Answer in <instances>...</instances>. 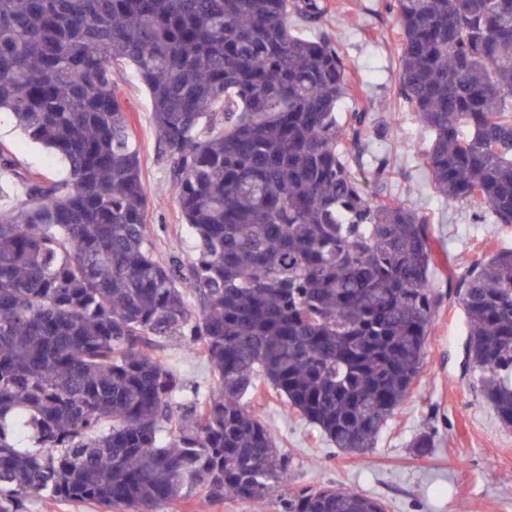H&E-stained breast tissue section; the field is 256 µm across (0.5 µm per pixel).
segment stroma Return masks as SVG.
<instances>
[{"label": "stroma", "instance_id": "obj_1", "mask_svg": "<svg viewBox=\"0 0 512 512\" xmlns=\"http://www.w3.org/2000/svg\"><path fill=\"white\" fill-rule=\"evenodd\" d=\"M326 3L323 27L301 24L296 31L309 39L329 34L347 59L356 89L353 97L340 103L339 112L364 106L373 122H385L384 136L370 137L360 163L369 172L379 159H388L392 197L429 218L437 252L433 286L443 298L422 374L366 455L338 452L274 392H264L254 407L291 456L295 487L331 485L363 493L379 499L387 512H512V427L499 422L474 387L465 316L457 299L448 294L454 275L497 250L512 248V224L490 219L479 223L469 205L445 204L427 176L422 151L410 150V143L422 142L423 134L412 114L396 104L400 35L386 0ZM120 90L140 152L150 201L146 224L157 255L164 261L185 257L190 237L153 132L148 89L128 70ZM0 147L8 149L14 172L29 171L48 179L67 175L65 164L28 141L21 129L1 136ZM424 433L433 435L435 446L421 455L413 443Z\"/></svg>", "mask_w": 512, "mask_h": 512}]
</instances>
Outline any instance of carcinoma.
<instances>
[{
    "label": "carcinoma",
    "mask_w": 512,
    "mask_h": 512,
    "mask_svg": "<svg viewBox=\"0 0 512 512\" xmlns=\"http://www.w3.org/2000/svg\"><path fill=\"white\" fill-rule=\"evenodd\" d=\"M397 96L439 197L512 224V0H389ZM325 0H0V112L68 165L0 204V512L33 497L167 512L196 494L385 512L291 462L247 404L275 392L364 455L419 378L439 301L429 220L366 175L368 112ZM131 67L193 245L155 255L118 80ZM477 388L512 427V250L448 282ZM199 296L195 309L190 295ZM213 372L205 392L155 350Z\"/></svg>",
    "instance_id": "1"
}]
</instances>
